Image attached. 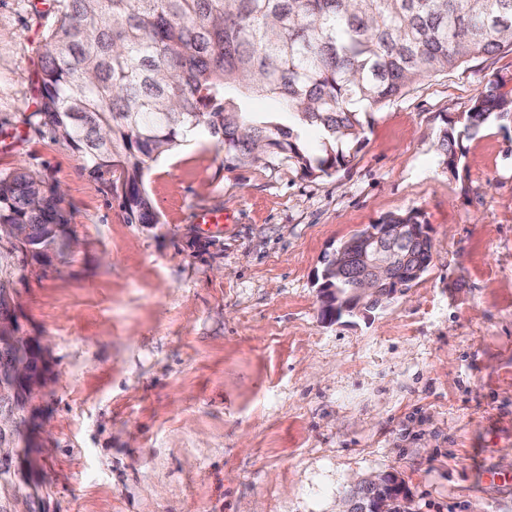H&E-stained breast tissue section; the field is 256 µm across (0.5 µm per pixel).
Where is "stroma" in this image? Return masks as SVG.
<instances>
[{
	"label": "stroma",
	"mask_w": 512,
	"mask_h": 512,
	"mask_svg": "<svg viewBox=\"0 0 512 512\" xmlns=\"http://www.w3.org/2000/svg\"><path fill=\"white\" fill-rule=\"evenodd\" d=\"M44 10L0 0V171L58 184L79 242L16 285L51 360L50 512H342L385 474L409 512H512V131L464 141L455 172L438 150L488 80L512 88V51L420 79L327 176L225 166L198 131L150 162L147 226L25 122ZM409 212L430 227L427 270L368 316L325 317V257Z\"/></svg>",
	"instance_id": "35a3bbf8"
}]
</instances>
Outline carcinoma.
<instances>
[{
    "label": "carcinoma",
    "mask_w": 512,
    "mask_h": 512,
    "mask_svg": "<svg viewBox=\"0 0 512 512\" xmlns=\"http://www.w3.org/2000/svg\"><path fill=\"white\" fill-rule=\"evenodd\" d=\"M41 55L40 125L81 154L84 169L121 199L129 224H157L143 185L148 162L202 129L224 162L286 159L306 177L348 166L364 118L426 75L512 49V0H52ZM264 97L281 112H255ZM512 123V93L489 80L460 121L441 130L442 163L458 171L463 140ZM59 187L29 171L0 172V320L16 308L15 284L32 268L71 254ZM429 265L432 239L385 245ZM325 260L322 288L346 295L365 270ZM36 337L0 345V448L31 434L20 406L19 366L36 370ZM367 479L350 492L359 512ZM29 494L0 460V512L7 492Z\"/></svg>",
    "instance_id": "carcinoma-1"
}]
</instances>
